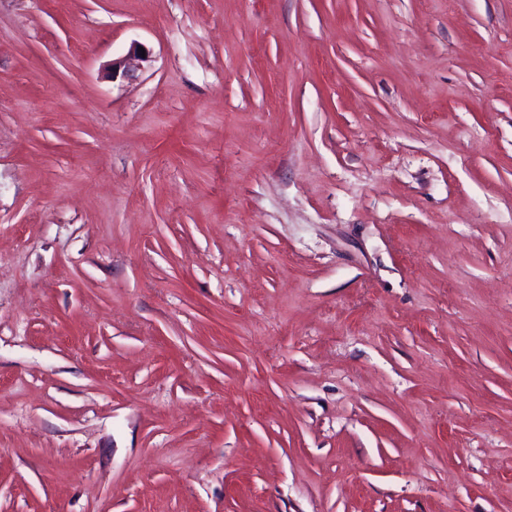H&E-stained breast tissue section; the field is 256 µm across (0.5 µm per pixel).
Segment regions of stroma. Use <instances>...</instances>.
<instances>
[{"label":"stroma","mask_w":512,"mask_h":512,"mask_svg":"<svg viewBox=\"0 0 512 512\" xmlns=\"http://www.w3.org/2000/svg\"><path fill=\"white\" fill-rule=\"evenodd\" d=\"M0 512H512V0H0Z\"/></svg>","instance_id":"35a3bbf8"}]
</instances>
